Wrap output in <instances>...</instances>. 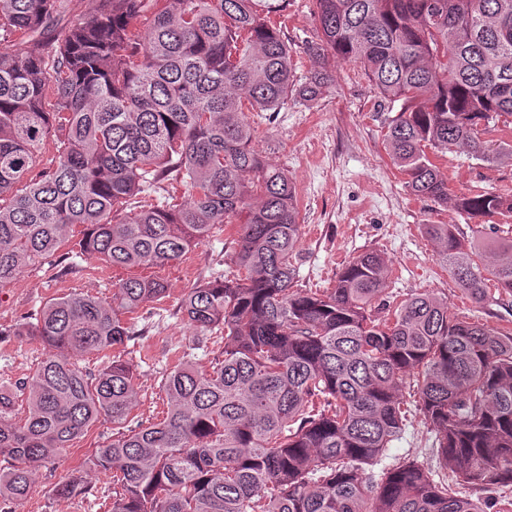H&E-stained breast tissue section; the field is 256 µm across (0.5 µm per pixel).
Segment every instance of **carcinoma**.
Returning a JSON list of instances; mask_svg holds the SVG:
<instances>
[{"mask_svg":"<svg viewBox=\"0 0 512 512\" xmlns=\"http://www.w3.org/2000/svg\"><path fill=\"white\" fill-rule=\"evenodd\" d=\"M91 2L71 22L68 0H0V288L75 236L77 257L163 266L243 217L233 274L180 302L189 325L224 332L221 358L203 369L181 357L161 382L163 419L87 455L112 474L110 512H490L456 485L512 484V334L452 316L430 293L390 306L388 265L373 251L330 288H293L295 188L253 149L244 106L312 102L336 82L329 57L358 62L385 102L401 103L386 141L407 186L446 203L427 147L512 160V145L482 138L512 116V0H313L322 66L301 80L265 16L288 0H162L143 34L132 22L151 0ZM50 135L57 155L34 177ZM169 180L185 186L181 202L131 206ZM455 207L479 219L511 214L512 199ZM423 229L475 302L512 304V240L479 247L450 224ZM479 248L488 278L471 262ZM167 291L130 277L110 301L70 293L0 331L42 347L31 374L0 386V512L97 423L127 420L136 365L107 355L88 371L75 357L126 347L124 316ZM413 414L448 475L383 464ZM86 493L73 474L54 487L63 499Z\"/></svg>","mask_w":512,"mask_h":512,"instance_id":"1","label":"carcinoma"}]
</instances>
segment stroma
Wrapping results in <instances>:
<instances>
[{
    "label": "stroma",
    "instance_id": "obj_1",
    "mask_svg": "<svg viewBox=\"0 0 512 512\" xmlns=\"http://www.w3.org/2000/svg\"><path fill=\"white\" fill-rule=\"evenodd\" d=\"M293 48L297 75L313 70L317 60L309 48L318 42L311 0H289L272 13ZM334 85L310 103L288 100L276 112H255L254 148L284 169L296 186L300 237L296 245V285L304 290L332 287L342 267L366 252L381 253L389 267V301L398 304L418 293L447 298L449 312L461 319L486 322L512 332V309L475 303L455 282L425 235L427 224H453L458 232L483 241L512 238V214H496L474 223L451 203L437 204L414 196L406 177L393 164L386 142L388 124L397 114L382 102L360 64L332 59ZM430 159L448 178V193L470 196L492 193L512 198V160L493 165L452 149L430 151ZM237 223L215 229L204 244L179 261L149 268L163 279L168 296L154 314L132 319L134 341L124 356L140 372V403L128 426L162 419L160 381L182 353L206 367L220 356V334L190 327L179 306L190 288L214 280L230 266ZM126 270L97 260L73 259L58 250L41 263L25 267L7 288L0 289V330L10 328L46 301L73 292L99 298L112 295ZM39 350L13 337L0 339V383H10L35 368ZM112 423L94 426L88 435L55 462L38 470L36 485L15 512H108L112 477L85 469L84 455L94 443L112 436ZM433 435L420 418H412L388 448L386 463L406 459L430 461ZM82 477L89 495L59 499L53 486L67 475Z\"/></svg>",
    "mask_w": 512,
    "mask_h": 512
}]
</instances>
